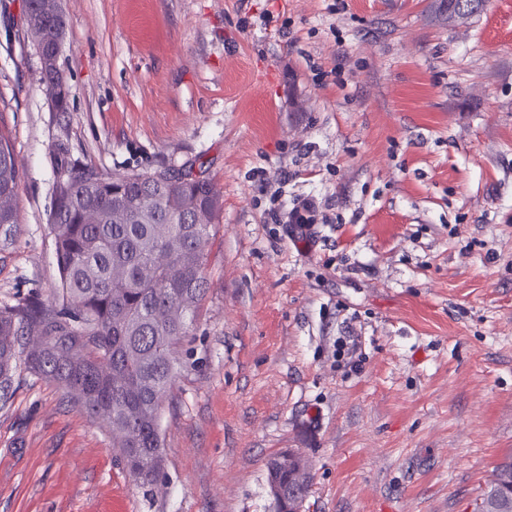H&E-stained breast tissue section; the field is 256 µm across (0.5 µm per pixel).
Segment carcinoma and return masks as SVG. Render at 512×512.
Returning <instances> with one entry per match:
<instances>
[{
    "label": "carcinoma",
    "instance_id": "cac0c4a2",
    "mask_svg": "<svg viewBox=\"0 0 512 512\" xmlns=\"http://www.w3.org/2000/svg\"><path fill=\"white\" fill-rule=\"evenodd\" d=\"M485 0H442L448 24L463 25ZM61 20L39 30L48 52L59 49ZM59 107L69 89L63 74L42 79ZM57 181L49 216L60 288L45 301L27 297L0 305V384L10 382L16 351L25 363L58 382L87 417L130 458L141 485L157 482L163 468L160 414L172 401L181 348L209 291L206 263L211 231L222 212L220 194L204 176L205 162L166 168L162 188L126 173L80 165L60 145L54 152ZM19 171L14 147L0 132V228L8 243L18 223ZM268 477L283 487H312L310 463L298 456ZM473 512H512V456L499 462Z\"/></svg>",
    "mask_w": 512,
    "mask_h": 512
}]
</instances>
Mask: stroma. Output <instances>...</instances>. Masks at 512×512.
<instances>
[{"label":"stroma","instance_id":"35a3bbf8","mask_svg":"<svg viewBox=\"0 0 512 512\" xmlns=\"http://www.w3.org/2000/svg\"><path fill=\"white\" fill-rule=\"evenodd\" d=\"M440 2L60 0L61 112L0 0L21 175L0 303L59 285L58 143L108 172L204 158L223 202L156 484L21 361L0 512H276L266 464L289 448L313 466L304 512H472L512 452V0L457 28Z\"/></svg>","mask_w":512,"mask_h":512}]
</instances>
